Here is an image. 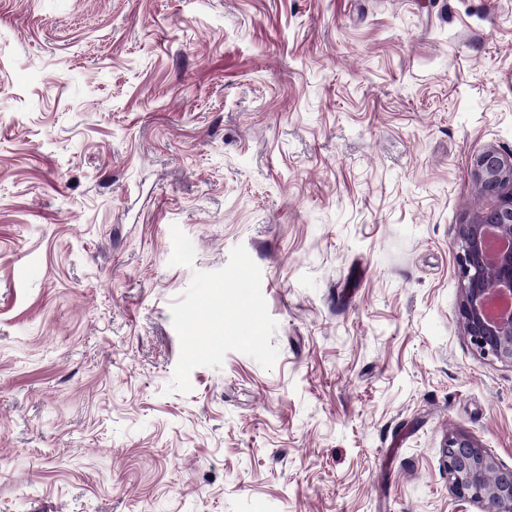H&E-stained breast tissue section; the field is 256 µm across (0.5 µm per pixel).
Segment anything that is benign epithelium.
I'll return each instance as SVG.
<instances>
[{
    "mask_svg": "<svg viewBox=\"0 0 512 512\" xmlns=\"http://www.w3.org/2000/svg\"><path fill=\"white\" fill-rule=\"evenodd\" d=\"M472 176L497 203L459 225L457 264L463 286L458 313L481 358L512 365V313L492 317L486 311L493 297L512 300V153L484 150L474 160ZM490 233L511 243L492 260L487 254ZM444 467L459 497L480 504L483 512H512V468L499 464L470 437H448Z\"/></svg>",
    "mask_w": 512,
    "mask_h": 512,
    "instance_id": "1",
    "label": "benign epithelium"
}]
</instances>
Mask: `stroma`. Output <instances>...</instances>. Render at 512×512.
<instances>
[{
	"mask_svg": "<svg viewBox=\"0 0 512 512\" xmlns=\"http://www.w3.org/2000/svg\"><path fill=\"white\" fill-rule=\"evenodd\" d=\"M489 147L512 0H0V512H481ZM444 467L460 498L481 504L483 512H512V468L499 464L470 437H448Z\"/></svg>",
	"mask_w": 512,
	"mask_h": 512,
	"instance_id": "35a3bbf8",
	"label": "stroma"
}]
</instances>
